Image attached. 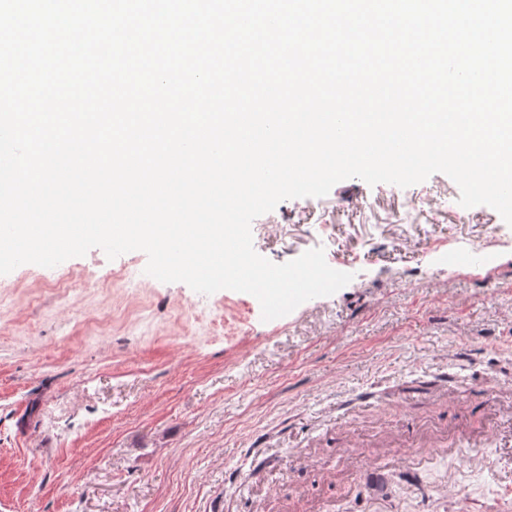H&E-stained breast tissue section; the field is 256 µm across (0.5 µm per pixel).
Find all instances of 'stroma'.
<instances>
[{
	"instance_id": "1",
	"label": "stroma",
	"mask_w": 512,
	"mask_h": 512,
	"mask_svg": "<svg viewBox=\"0 0 512 512\" xmlns=\"http://www.w3.org/2000/svg\"><path fill=\"white\" fill-rule=\"evenodd\" d=\"M459 197L437 173L280 202L255 251L320 247L353 279L268 322L250 294L146 274L141 251L0 275V512H507L512 456L469 434L512 430V248L452 263L502 222L460 223ZM443 420L466 425L456 448L374 480L405 425ZM270 454L288 472L248 479Z\"/></svg>"
}]
</instances>
